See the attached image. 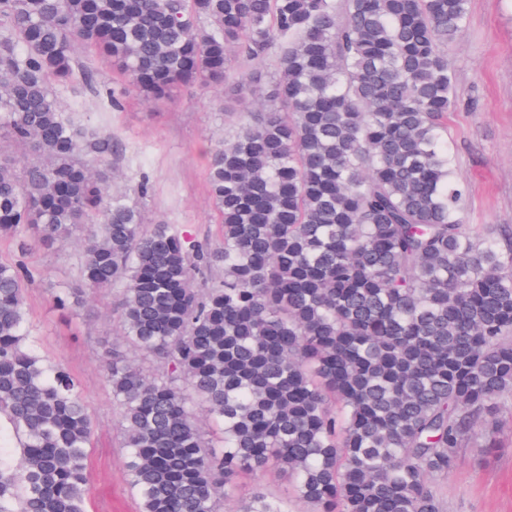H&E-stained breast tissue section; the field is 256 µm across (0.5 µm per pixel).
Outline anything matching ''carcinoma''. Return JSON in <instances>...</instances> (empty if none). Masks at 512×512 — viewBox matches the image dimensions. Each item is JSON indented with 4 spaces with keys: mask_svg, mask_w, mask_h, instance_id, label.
Wrapping results in <instances>:
<instances>
[{
    "mask_svg": "<svg viewBox=\"0 0 512 512\" xmlns=\"http://www.w3.org/2000/svg\"><path fill=\"white\" fill-rule=\"evenodd\" d=\"M468 0H0V512H88L94 429L74 376L40 350L25 290L36 247L79 229L70 310L118 287L105 385L123 411L140 512H220L217 489L276 469L313 512H443L459 449L496 447L512 400V225L464 222L444 119L443 47ZM146 100L224 88L248 110L210 157L222 243L144 225L107 184L116 145L59 92L92 71ZM277 78L260 107L257 70ZM224 268V277L209 272ZM222 427L217 452L194 418ZM232 512H291L255 488Z\"/></svg>",
    "mask_w": 512,
    "mask_h": 512,
    "instance_id": "obj_1",
    "label": "carcinoma"
}]
</instances>
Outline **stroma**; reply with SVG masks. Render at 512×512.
Listing matches in <instances>:
<instances>
[{"label": "stroma", "instance_id": "stroma-1", "mask_svg": "<svg viewBox=\"0 0 512 512\" xmlns=\"http://www.w3.org/2000/svg\"><path fill=\"white\" fill-rule=\"evenodd\" d=\"M446 52L456 96L447 140L456 178L466 189L464 221L512 225V0H469L468 27ZM76 55L121 101L120 108L103 110L101 96L79 84L61 95L65 107L119 143L112 192H132L148 179L151 192L139 202L146 225L179 224L195 240L218 245L210 153L231 139L246 113L219 110V89L182 88L163 102L142 100L84 48ZM79 253L75 241L28 255V263L45 272L25 292L28 319L42 352L62 360L77 378L93 420L89 512H138L124 470L121 409L103 379L107 351L125 345L119 292L89 298L74 311L59 309L53 299L56 288L76 280ZM498 417L497 448L462 449L443 480L444 512H512V403L501 405Z\"/></svg>", "mask_w": 512, "mask_h": 512}]
</instances>
